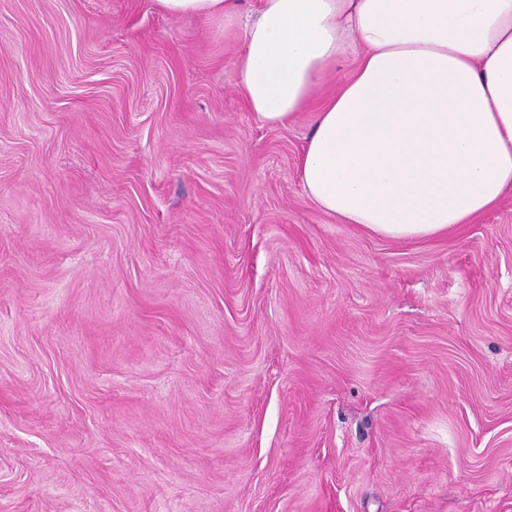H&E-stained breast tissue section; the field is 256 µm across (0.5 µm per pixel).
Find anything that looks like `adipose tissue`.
<instances>
[{
  "label": "adipose tissue",
  "instance_id": "adipose-tissue-1",
  "mask_svg": "<svg viewBox=\"0 0 512 512\" xmlns=\"http://www.w3.org/2000/svg\"><path fill=\"white\" fill-rule=\"evenodd\" d=\"M231 24L236 0H156ZM236 84L264 124L314 108L305 197L388 239L448 233L512 186V0H259ZM358 64L313 104L329 64Z\"/></svg>",
  "mask_w": 512,
  "mask_h": 512
}]
</instances>
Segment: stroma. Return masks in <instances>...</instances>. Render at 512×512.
I'll list each match as a JSON object with an SVG mask.
<instances>
[{"instance_id":"1","label":"stroma","mask_w":512,"mask_h":512,"mask_svg":"<svg viewBox=\"0 0 512 512\" xmlns=\"http://www.w3.org/2000/svg\"><path fill=\"white\" fill-rule=\"evenodd\" d=\"M236 26L0 0V512H512V189L313 206Z\"/></svg>"}]
</instances>
